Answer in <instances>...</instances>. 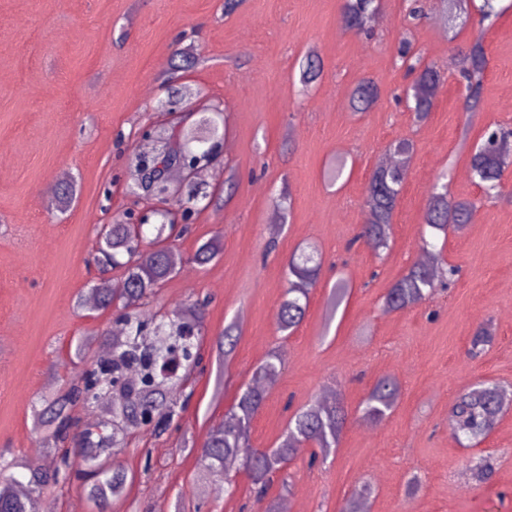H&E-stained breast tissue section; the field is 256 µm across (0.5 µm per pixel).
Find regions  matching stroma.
Masks as SVG:
<instances>
[{
  "mask_svg": "<svg viewBox=\"0 0 512 512\" xmlns=\"http://www.w3.org/2000/svg\"><path fill=\"white\" fill-rule=\"evenodd\" d=\"M382 0L370 36L341 22L343 0H245L225 15L224 0H0V451L61 466V448L43 443L37 415L65 380L99 364L97 346L118 321L117 309L78 307L99 272L92 260L97 227L146 201L125 190L128 146L143 124L165 120L167 86H188L193 107L223 103L226 150L215 170L237 188L224 207L195 213L171 243L181 264L148 313L186 301L206 302V329L195 364L164 433L138 428L117 456L124 492L98 508L78 472L48 487L53 512H265L267 501L292 500L298 512H340L361 483L373 488L368 512H512V401L493 432L470 447L448 432L460 390L481 380L512 389V203L486 201L469 172V147L487 126L512 125V0H500L495 25L448 37L441 0ZM482 37L489 64L484 108L463 110L457 50ZM409 40L445 77L425 122H415L404 90L413 81L398 50ZM193 46L206 66L170 73L176 48ZM321 64L310 89L299 82L305 57ZM380 88L369 111L349 107L358 81ZM414 145L393 217L388 250L375 255L353 238L365 221L369 177L399 139ZM347 168L337 184L326 171ZM67 170L79 189L64 213L46 201ZM449 173L451 195L478 200L472 224L449 231L445 260L460 269L454 286L401 311L383 306L394 282L420 259L422 216L434 185ZM284 229L271 235L269 221ZM222 234V254L191 264L197 248ZM322 254L320 281L304 321L276 331L288 261L297 247ZM351 292L336 314L327 299L337 277ZM241 334L224 378L215 342L230 320ZM494 338L478 357L475 329ZM85 361L71 360L76 339ZM284 364L255 417L252 447L276 446L293 410L335 391L350 419L324 464L308 468L301 450L273 478L266 501L246 476L234 495H209L196 448L222 422L239 387L271 353ZM395 376L402 396L375 422L360 409L369 389ZM196 448H183L184 439ZM493 473L479 480L475 467ZM418 477L414 496L406 483Z\"/></svg>",
  "mask_w": 512,
  "mask_h": 512,
  "instance_id": "35a3bbf8",
  "label": "stroma"
}]
</instances>
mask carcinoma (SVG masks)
Returning a JSON list of instances; mask_svg holds the SVG:
<instances>
[{"mask_svg": "<svg viewBox=\"0 0 512 512\" xmlns=\"http://www.w3.org/2000/svg\"><path fill=\"white\" fill-rule=\"evenodd\" d=\"M449 5L453 19L459 27L471 21L468 11L475 0H444ZM499 0H480L477 7L478 25L487 29L501 15ZM378 10L376 0H344L341 21L354 33H366ZM459 74L463 82L464 110L478 112L483 106L482 81L488 67V57L482 36H477L468 46L458 50ZM400 57L417 76L411 86V97L415 121H425L434 106V100L443 82L441 71L433 64L422 62L414 53L409 41L402 43ZM320 69L312 57H306L299 69V82L306 87L315 82ZM378 84L372 78H364L353 89L349 104L355 112H366L376 101ZM512 127L496 124L486 129L481 143L473 146L469 154L472 177L477 180L488 201L512 202V188L506 181V172L512 166ZM413 151V144L397 140L390 144L389 152L401 162L380 165L372 172L365 197V224L361 225L355 240L366 245L379 255L390 247L393 213L407 177L406 161ZM206 156L185 137L166 129L157 134V145L151 151L127 155L130 179L128 193L135 195L142 190L164 201L173 208L192 212L200 208V202L209 194L199 185H190L178 196L174 195L164 179L163 166L174 161L184 163L201 162ZM78 186L74 181L54 189L53 198L57 209L65 213L75 203ZM479 201L458 198L448 193V184L434 187L423 215V224L432 231L448 234V226L457 230L471 223L478 210ZM176 225L169 220V210L156 211L141 224V240L133 238L134 229L129 224L115 221L109 225L107 238L94 247V261L101 276L90 294L92 308L107 310L112 306L124 310L122 322L126 329L125 340L112 345V360L105 369L112 376L99 374L91 384L80 385L75 381L66 384L60 393L51 399L38 421L47 432L45 440L56 442L64 438L69 428L67 408L77 402L95 401L107 385L120 392L119 401L112 407L101 426V432L87 430L73 437L74 453L80 458L85 471L96 477L91 486L92 496L105 502L123 493L125 472L110 464L116 449L123 447L129 432L140 424L154 422L155 431L166 430L174 412L173 393L176 382L155 375L153 361L170 350H179L191 356L195 347L193 337L202 335L205 329L206 309L199 302L176 306L169 315L156 320H144L140 309L149 302L158 288L169 280L176 268L171 262L170 247L166 241ZM422 251L429 261H417L410 265L389 288L384 297V306L389 311H400L425 302L438 287H450L459 274L456 266L444 262L442 249L427 238H422ZM223 251V235L218 233L201 244L192 263L206 265L218 258ZM123 271L125 288L116 293L106 274L113 270ZM321 262L313 250H301L288 264V286L277 312V330L291 333L304 320L309 295L319 283ZM349 285L342 277L332 287L329 301L331 313H336L346 300ZM239 326L232 320L224 326L217 339L219 353L229 360L235 350ZM492 336L491 325H479L471 339V352L487 345ZM282 358L273 353L252 374L251 380L240 387L234 405L224 416V422L214 426L200 449L204 471L209 475L224 476V492H234V476L246 474L253 493L264 499L273 475L293 461L304 444L312 446L309 464L315 465L326 459L339 442L347 423L348 414L336 400L315 399L296 411L290 418L284 434L274 448L259 450L250 446L252 422L263 407L266 383L281 370ZM134 366L140 372L135 384L124 378L126 369ZM401 395L398 380L391 375L379 377L362 403V415L380 421L397 406ZM504 407V387L495 381H480L466 388L457 396L448 420L451 437L473 440L488 436L495 428ZM21 468L29 473L28 493L18 495L14 490L16 479L5 473ZM59 473L41 471L29 460L10 459L0 452V512H39L41 495L45 488L58 481ZM372 488L365 483L355 489L345 500L341 512H364Z\"/></svg>", "mask_w": 512, "mask_h": 512, "instance_id": "cac0c4a2", "label": "carcinoma"}]
</instances>
